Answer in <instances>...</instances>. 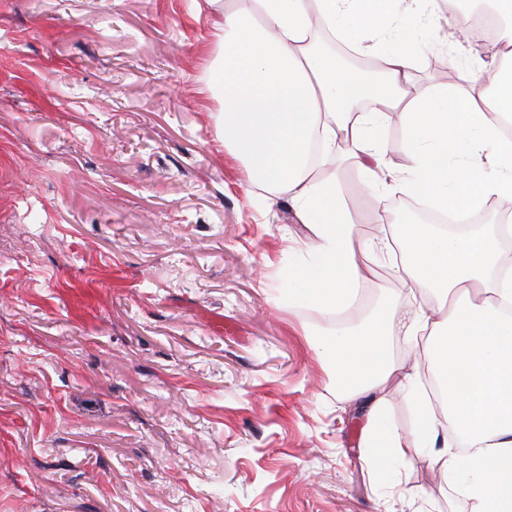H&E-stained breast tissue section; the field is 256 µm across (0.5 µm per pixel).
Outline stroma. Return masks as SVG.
Returning a JSON list of instances; mask_svg holds the SVG:
<instances>
[{
	"instance_id": "35a3bbf8",
	"label": "stroma",
	"mask_w": 512,
	"mask_h": 512,
	"mask_svg": "<svg viewBox=\"0 0 512 512\" xmlns=\"http://www.w3.org/2000/svg\"><path fill=\"white\" fill-rule=\"evenodd\" d=\"M234 0H0V512H470L427 452L393 489L277 288L309 240L225 149L213 22ZM437 0L381 34L414 90L466 82L484 40ZM360 239L413 219L323 167ZM416 299L378 256L353 310Z\"/></svg>"
}]
</instances>
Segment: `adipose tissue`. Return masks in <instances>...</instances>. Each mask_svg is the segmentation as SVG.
Segmentation results:
<instances>
[{
  "instance_id": "1",
  "label": "adipose tissue",
  "mask_w": 512,
  "mask_h": 512,
  "mask_svg": "<svg viewBox=\"0 0 512 512\" xmlns=\"http://www.w3.org/2000/svg\"><path fill=\"white\" fill-rule=\"evenodd\" d=\"M218 24L224 58L211 72L220 91L224 146L249 168L251 180L287 194L313 244L288 252V304L333 317L312 344L337 385L371 394L361 445L379 464L406 448L432 449L448 481L468 479L471 512H512V263L501 244L512 238V69L470 72L469 86L411 94L418 64L409 45L375 55L365 78L336 56L315 49L318 29L363 50L367 35L392 23L419 25L415 4L397 0H238ZM372 106L370 120L356 108ZM398 120L408 163L395 168L369 134L367 122ZM320 143L322 162L340 144L379 185L463 216L492 211L493 227L455 234L436 224H399L402 270L421 306L408 315L411 334H424V353L443 382L433 407L414 376L404 375L406 399L418 421L401 434L388 421L379 393L398 374L389 338L395 312L377 304L360 321L341 320L361 282L365 261L388 249L386 238L359 241L336 184L318 178L309 160ZM443 302L442 312L431 307Z\"/></svg>"
}]
</instances>
